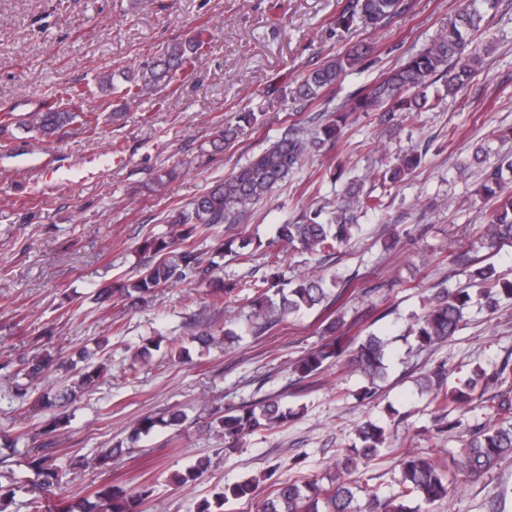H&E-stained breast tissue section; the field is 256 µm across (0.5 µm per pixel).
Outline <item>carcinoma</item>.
I'll return each mask as SVG.
<instances>
[{
    "mask_svg": "<svg viewBox=\"0 0 512 512\" xmlns=\"http://www.w3.org/2000/svg\"><path fill=\"white\" fill-rule=\"evenodd\" d=\"M494 0H465V6L458 12L448 30L441 33L429 45L410 54L393 67L382 72L371 83L350 94L343 105L347 112H378L380 119L387 121L395 112H420L429 98L440 100L453 95L468 85L474 78L482 59L478 53L462 57V50L482 28L484 9H490ZM405 0H345L336 18V28L347 29L360 23L366 27H377L406 11ZM204 41L202 33L185 40H173L162 46L152 61L146 62L135 73L126 76L128 86L119 91L120 102L113 105L112 121L122 120L128 105L143 97H154L169 86L188 66L201 57ZM372 64L370 51L354 47L327 60L318 68L308 72L293 83L290 89L294 100L303 106L319 105L323 94L335 88L342 78L353 71L367 68ZM441 87H436V84ZM433 94H428L430 88ZM67 102L56 101L45 105V110L35 114L31 128L41 138H52L77 117H83L87 132L98 137L104 129L99 126L95 110L84 109L85 92L71 87L65 91ZM262 113L240 112L237 124H226L219 137L229 143L238 137L242 125L258 123ZM344 116L338 115L327 123L308 131L292 124L274 143L261 153L239 166L230 176L213 185L185 207L175 208L170 224V240H145L143 248L151 253L149 261L138 270L133 281L120 283L98 290V299L103 302L130 300L144 302L158 288L181 282L207 283L212 280L217 263L204 262L193 247L194 238L220 224H241L254 207L265 200L273 189L284 182L290 174L300 168L306 156L322 144L335 140L341 130L339 122ZM422 161L418 154L406 153L397 157V163L381 174L383 182L393 183L401 176L412 172ZM512 172V160H502L487 168L481 192L486 197H497L500 204L489 220V246L509 243L512 245V193L504 191L506 175ZM383 201L379 196L363 192L355 182L348 183L343 196L332 216L322 219V212L311 211L300 220L280 224L277 238L288 246H301L312 256L330 257L336 249L347 244L352 230L359 226V220L368 212L382 210ZM325 281L314 276L304 277L288 290L278 289L270 295L263 291L251 301L252 313L246 324L237 329L224 327L227 338L242 335L271 324L287 315L303 309L312 310L330 302L331 294L324 287ZM469 295L450 292L440 288L434 301L426 311L415 319L409 330L418 347L424 348L444 343L455 335L463 320V310ZM331 329L338 333L332 343L318 348L303 357L296 370L304 377L316 374L325 362L338 359L349 353V363L359 371L366 384L361 387L359 397L370 399L386 375V342L371 333L342 341L345 336L344 323L336 320ZM82 367L70 362L71 369L78 376L75 385L79 388L91 386L95 378L105 369V363H92V357L79 356ZM20 372L31 382L46 377L51 362L39 357L20 360ZM447 370L440 367L420 382L422 389L433 394V401L441 409L450 405H463L479 388L488 384L499 387L509 384L508 393L490 406L497 422L475 430L463 448L460 458L453 460L455 474L478 475L493 468L500 459L512 455V369L508 365L489 374L476 368L459 385L444 386ZM74 391L63 388L53 395L45 396L47 406L63 408L73 399ZM294 417V411L281 403L278 398H267L254 405L244 404L238 409L214 419L224 433V441L233 448L246 435L269 431ZM67 423V416L61 412L44 433V440L24 453L27 467L36 475V488L43 493L42 499L50 501V493L59 476L60 465L56 454L57 441L54 433ZM360 446L354 448L357 456L369 459L386 444V430L369 421L358 431ZM401 497H415L425 503H432L448 496L454 478L436 467L431 459L408 453L400 459ZM257 484L252 479L226 485L215 493L214 500H202L197 512H224V505L230 501L252 498ZM146 488L135 497H126L107 487L94 494L95 502L87 500L77 503H63L59 512H137L138 501L148 496ZM16 495V481L8 478V484L0 482V512H10V505ZM262 512H364L357 505L354 492L336 479L327 488L316 483L299 485L280 483L273 497L264 502Z\"/></svg>",
    "mask_w": 512,
    "mask_h": 512,
    "instance_id": "obj_1",
    "label": "carcinoma"
}]
</instances>
